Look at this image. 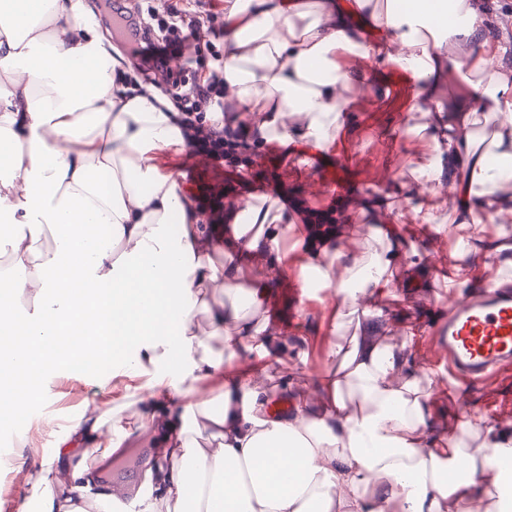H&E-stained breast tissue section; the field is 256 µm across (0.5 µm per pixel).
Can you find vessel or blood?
<instances>
[{
  "instance_id": "b4317fda",
  "label": "vessel or blood",
  "mask_w": 512,
  "mask_h": 512,
  "mask_svg": "<svg viewBox=\"0 0 512 512\" xmlns=\"http://www.w3.org/2000/svg\"><path fill=\"white\" fill-rule=\"evenodd\" d=\"M434 341L449 370L475 383L512 363V290L490 281L456 302L439 320Z\"/></svg>"
}]
</instances>
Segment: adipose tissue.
<instances>
[{
  "instance_id": "ef3b65f1",
  "label": "adipose tissue",
  "mask_w": 512,
  "mask_h": 512,
  "mask_svg": "<svg viewBox=\"0 0 512 512\" xmlns=\"http://www.w3.org/2000/svg\"><path fill=\"white\" fill-rule=\"evenodd\" d=\"M511 37L512 13L495 0H448L439 13L425 0H225L230 108L208 112V124L313 163L348 131L362 80L347 59H387L419 80L416 130L431 142L407 185L420 198L414 219L459 246L436 268L404 256L398 200L385 190L354 200L382 226L361 255L340 249L337 230L310 235L302 267L338 301L330 372L292 387L281 415L252 368L224 361L271 351L266 303L284 276L287 221L250 200L217 227L159 170L158 154L183 144L178 114L153 86L116 81L125 60L88 0H0V169L11 174L0 178V406L27 413L48 377L74 369L110 390L97 367L118 356L131 381L119 410L86 403L58 431L60 464L40 470L18 512H100L86 496L96 468L136 433L154 450L147 512H448L452 501L504 512L512 428L473 415L474 448L436 432L414 371L420 329L371 301L429 278L461 292L486 258L512 286ZM453 71L465 81L456 92ZM219 231L220 265L209 255ZM245 261L264 276L244 298Z\"/></svg>"
}]
</instances>
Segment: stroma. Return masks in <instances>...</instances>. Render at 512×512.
I'll list each match as a JSON object with an SVG mask.
<instances>
[{
  "label": "stroma",
  "instance_id": "stroma-1",
  "mask_svg": "<svg viewBox=\"0 0 512 512\" xmlns=\"http://www.w3.org/2000/svg\"><path fill=\"white\" fill-rule=\"evenodd\" d=\"M357 68L372 91L353 97L352 128L331 160L306 166L283 156L277 144L271 142L250 147L234 165L200 168L184 149L161 152L158 164L174 175L181 188L203 185L223 190L228 207L251 198L255 184L269 183L285 199V214L296 216L302 225L314 216L327 214L329 209H342L345 198L396 189L410 181L416 155L428 148L425 139L406 132L407 110L416 101L419 84L400 77L393 64L369 59L359 62ZM416 204L413 196L399 199L406 245L424 252L433 263H442L456 248L457 241L451 237L423 236L413 222ZM284 249L291 260L286 264L283 279L272 289L267 306L272 328L285 340L284 355L278 361L254 353L239 359L240 364L261 369L266 386L282 388L311 381L326 372V351L332 338L324 325L333 308L332 303L302 295L297 284L300 247L290 240ZM450 300L447 289L435 283L387 303L395 314L419 321L425 328L418 338L415 373L440 411L435 428L454 426L476 412H488L512 422V366L494 369L486 381L461 384L456 393L435 391L432 367L438 357L431 329L435 316L447 312ZM92 400L107 408L112 405L111 396L101 394L82 375L67 380L50 378L45 382V399L40 406L27 416L0 423V512H16L20 499L29 495L39 470L52 465V424H70L85 402ZM23 442L34 448L36 454L27 469L19 471L11 464L12 451Z\"/></svg>",
  "mask_w": 512,
  "mask_h": 512
}]
</instances>
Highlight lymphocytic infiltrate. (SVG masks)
<instances>
[{
    "label": "lymphocytic infiltrate",
    "mask_w": 512,
    "mask_h": 512,
    "mask_svg": "<svg viewBox=\"0 0 512 512\" xmlns=\"http://www.w3.org/2000/svg\"><path fill=\"white\" fill-rule=\"evenodd\" d=\"M141 23L143 39L141 58L153 68H165L170 57L180 56L186 61L178 77L166 84L183 118L181 134L196 157L218 163L232 158L246 143L239 131L230 127L204 128L203 117L207 105H222L224 95L223 56L219 51L203 55L204 34L215 33V14L208 9L169 6L165 17H157L152 8H143Z\"/></svg>",
    "instance_id": "f902f5d3"
}]
</instances>
